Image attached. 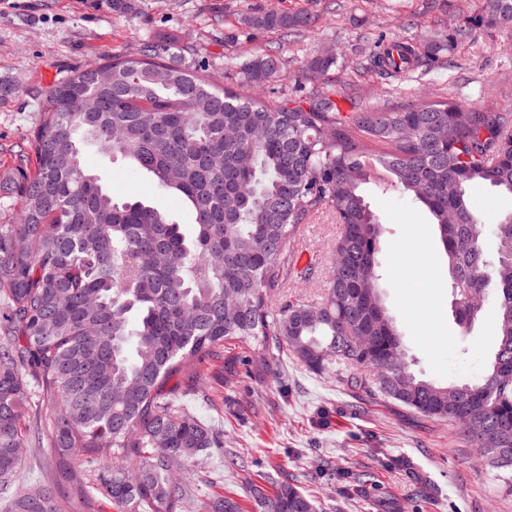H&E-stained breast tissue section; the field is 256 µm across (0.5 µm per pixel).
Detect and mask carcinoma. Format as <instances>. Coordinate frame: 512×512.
Returning <instances> with one entry per match:
<instances>
[{
  "label": "carcinoma",
  "instance_id": "obj_1",
  "mask_svg": "<svg viewBox=\"0 0 512 512\" xmlns=\"http://www.w3.org/2000/svg\"><path fill=\"white\" fill-rule=\"evenodd\" d=\"M242 21L301 32L316 16L266 11ZM483 24L512 25V0H483L481 15L413 41L379 40L368 58L379 73L406 78ZM337 63L317 55L302 83ZM280 52L243 63L253 88L280 77ZM110 74L103 84L97 72ZM27 149L32 173L10 182L17 222L0 224V497L8 512H86L56 494L12 490L19 449L51 448L75 459L67 474L79 503L98 491L125 512H241L232 497H201L176 477L224 447L181 396L213 404L197 367L224 344L247 345L245 364L269 366L272 349L316 374L352 370L347 384L430 420L446 421L486 449L483 464L512 471L497 449L512 448V212L491 228L470 188L512 195V116L463 103L423 100L340 115L330 97L241 95L205 67L165 60L148 40L137 56L114 54L72 71L50 88ZM122 159L155 187L189 205L185 232L141 199L118 198L87 168L85 152ZM374 182L425 208L448 260L455 318L468 328L489 295L497 300L493 357L475 382L440 383L411 371L381 289L382 224L362 187ZM331 211L341 233L324 295L276 303L303 224ZM269 496L253 488L259 512H317L294 483Z\"/></svg>",
  "mask_w": 512,
  "mask_h": 512
}]
</instances>
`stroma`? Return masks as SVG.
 <instances>
[{
	"instance_id": "obj_1",
	"label": "stroma",
	"mask_w": 512,
	"mask_h": 512,
	"mask_svg": "<svg viewBox=\"0 0 512 512\" xmlns=\"http://www.w3.org/2000/svg\"><path fill=\"white\" fill-rule=\"evenodd\" d=\"M136 0L135 15L112 10V0H0V182L17 176L18 158L41 120L44 94L65 72L99 57L134 53L143 40L167 37V55L180 64L206 65L224 87H250L243 62L258 48L279 47L282 76L265 89L274 99L294 97V77L324 50H335L336 67L317 81L344 115L387 109L419 100L460 102L477 110L512 113V26H481L475 40L456 44L438 66L404 79L366 68L379 36L425 39L450 31L481 12L482 0ZM307 12L317 22L303 36L245 26L247 13ZM88 165L120 198H147L181 225L192 222L179 200L156 193L150 179L124 161L97 153ZM365 197L384 232L380 260L385 305L402 334L415 373L442 381H466L485 370L495 346V303L459 333L448 287V265L428 213L397 193L375 186ZM339 226L330 212L312 216L303 228L301 268L288 275L285 299L320 300L330 275ZM245 344L225 345L224 356L204 362L200 384L215 403L198 405L202 419L224 438L213 453L183 470L182 477L212 481L209 493L233 496L243 512H258L249 487L267 473L294 480L318 502V512H376L359 491L391 498L397 512H512V487L482 465L480 449L458 426L424 419L397 404L352 390L344 375H316L282 353L267 376L242 372L231 388L215 377L225 361H238ZM53 478L60 493L73 484L50 450L25 453L18 483Z\"/></svg>"
}]
</instances>
